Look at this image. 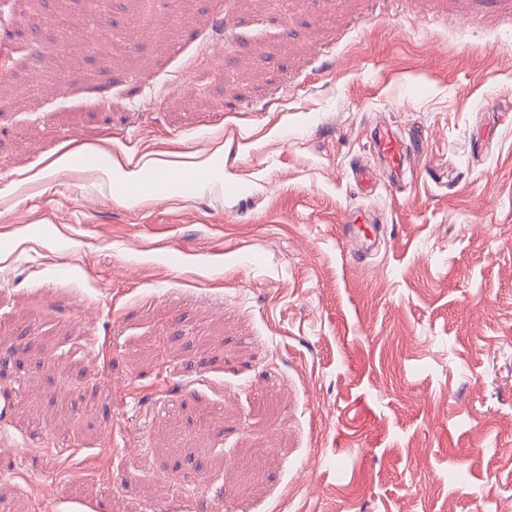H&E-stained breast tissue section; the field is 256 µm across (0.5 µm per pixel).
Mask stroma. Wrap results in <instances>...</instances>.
I'll list each match as a JSON object with an SVG mask.
<instances>
[{"instance_id":"35a3bbf8","label":"stroma","mask_w":512,"mask_h":512,"mask_svg":"<svg viewBox=\"0 0 512 512\" xmlns=\"http://www.w3.org/2000/svg\"><path fill=\"white\" fill-rule=\"evenodd\" d=\"M0 43L12 512L512 500V0H0ZM64 143L110 173L29 180ZM375 143L386 159L391 173H393L397 178L407 161V146L400 138L395 136L388 129H382L379 131ZM351 224L343 225V234L345 236L356 235L364 239L375 238L377 236V226L374 220L367 212H359L352 216Z\"/></svg>"}]
</instances>
